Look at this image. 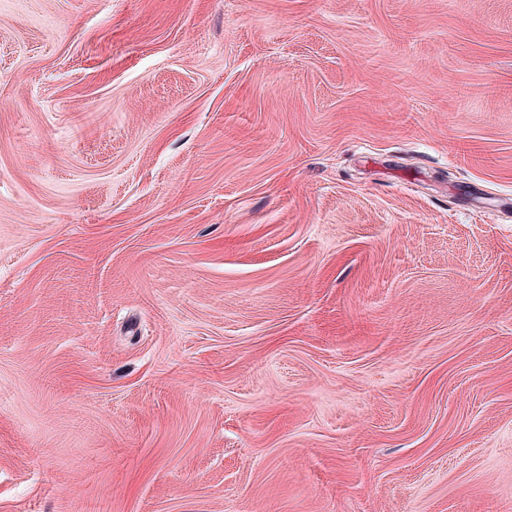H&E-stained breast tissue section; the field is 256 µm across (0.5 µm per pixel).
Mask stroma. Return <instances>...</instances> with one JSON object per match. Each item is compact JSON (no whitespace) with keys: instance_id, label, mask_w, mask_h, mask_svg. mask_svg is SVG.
I'll return each mask as SVG.
<instances>
[{"instance_id":"35a3bbf8","label":"stroma","mask_w":512,"mask_h":512,"mask_svg":"<svg viewBox=\"0 0 512 512\" xmlns=\"http://www.w3.org/2000/svg\"><path fill=\"white\" fill-rule=\"evenodd\" d=\"M0 512H512V0H0Z\"/></svg>"}]
</instances>
